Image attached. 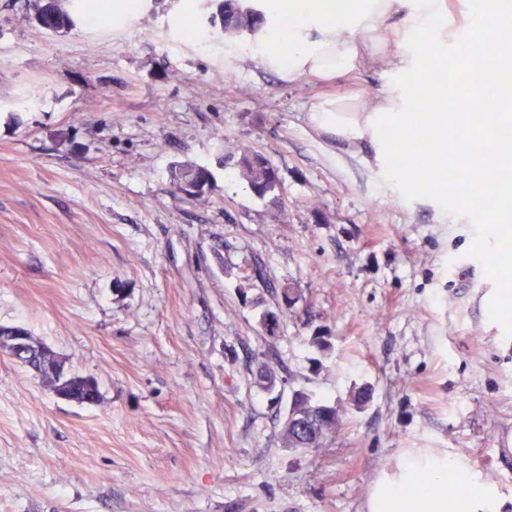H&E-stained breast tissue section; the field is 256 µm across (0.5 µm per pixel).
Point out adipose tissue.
Segmentation results:
<instances>
[{"instance_id": "1", "label": "adipose tissue", "mask_w": 512, "mask_h": 512, "mask_svg": "<svg viewBox=\"0 0 512 512\" xmlns=\"http://www.w3.org/2000/svg\"><path fill=\"white\" fill-rule=\"evenodd\" d=\"M242 5L255 13L258 24L238 42L237 53L285 80L345 77L360 65H388L394 79L381 98L358 100L349 109L339 99L321 100L310 112L318 128L364 149V162L399 186L418 184L420 178L412 169L394 166L400 145L383 129L389 125L402 134L414 125L417 106L409 84L426 72L425 49L439 58L459 56L483 42L489 55L476 72L480 89L494 92L502 79L512 80L498 45L503 23L512 18V0H479L466 13L467 34L455 40L448 37L446 0H357L346 14L336 12L334 0H243ZM461 473L460 462L448 454L408 453L392 474L375 483L369 512H497L494 493L482 487L457 498H435L431 483L444 484Z\"/></svg>"}]
</instances>
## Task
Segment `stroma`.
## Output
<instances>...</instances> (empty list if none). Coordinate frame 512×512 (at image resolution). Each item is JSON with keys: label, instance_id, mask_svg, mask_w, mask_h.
<instances>
[{"label": "stroma", "instance_id": "obj_1", "mask_svg": "<svg viewBox=\"0 0 512 512\" xmlns=\"http://www.w3.org/2000/svg\"><path fill=\"white\" fill-rule=\"evenodd\" d=\"M100 2L50 33L0 0V325L101 393L60 399L0 355V512H369L414 448L512 512V338L468 220L405 201L310 119L316 98L380 95L388 68L288 82L184 38L201 0H143L119 29ZM228 142L277 167L285 209ZM184 161L211 170L206 201L173 195ZM297 389L342 410L322 447L282 440ZM245 152H253L257 155H263L248 148H240L237 150V154L239 156L237 165L239 167L241 177L248 183L252 192L258 198H269V202H272L273 204L280 203L281 198L279 197V194L276 193L280 188V179L275 172V170L278 172V169L270 160H268L270 168L266 170L255 169L251 165H246L241 160V156Z\"/></svg>", "mask_w": 512, "mask_h": 512}]
</instances>
